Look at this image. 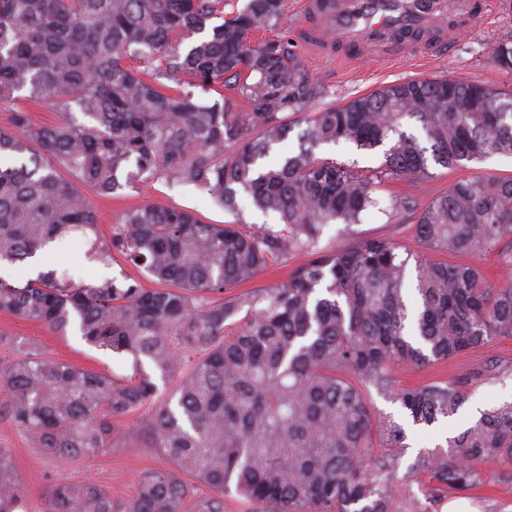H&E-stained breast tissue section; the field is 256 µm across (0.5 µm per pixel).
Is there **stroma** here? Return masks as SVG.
<instances>
[{"label":"stroma","mask_w":512,"mask_h":512,"mask_svg":"<svg viewBox=\"0 0 512 512\" xmlns=\"http://www.w3.org/2000/svg\"><path fill=\"white\" fill-rule=\"evenodd\" d=\"M490 2L488 13L479 20L472 33L457 37L446 56L418 47L405 55L380 60L370 52L354 57L343 51L321 50L300 41V55L306 60L313 77L326 88L325 96L317 103L318 108L340 106L382 86L414 78L447 76L462 81L500 84L503 77L490 62L488 47L498 37L512 31V8L504 6L502 0ZM431 173V178L413 183H386L377 193L379 209L364 216L351 231L344 233L338 225L328 226L322 239L323 246L342 250L362 237L388 236L408 252H420L423 246L415 236L414 223L389 215L392 198L409 192L423 206L463 178L511 176L512 157L496 155L458 168L435 165ZM89 200L98 213L99 234L104 238L111 236L114 225L118 224L124 212L146 203L185 208L207 223L221 224L233 219L232 214L213 202L205 191L192 185L169 184L162 180L121 191L115 197L93 193ZM85 251L86 246L81 242L63 241L44 252L42 265L74 271L87 282H96L107 276H128L139 280L143 287H153V280L136 268L119 260L108 266L90 262L85 258ZM0 332L18 341L37 345L52 358L95 372L116 376L132 373L129 359L87 344L73 327L61 335L40 324L0 312ZM394 378L400 387L432 382L456 383L466 393L457 414L447 421L430 429L407 428L404 447L395 451L397 473L402 476L420 451H431L445 445L447 439L466 430L470 425L468 414L472 408L486 411L512 402V339L496 341L451 360L421 368H400ZM0 448L9 451L14 458L29 512H40L45 497L61 482L92 480L108 490L113 499L129 500L136 493L143 471L167 465L163 452L155 448L153 439L144 432L133 437L118 436L111 448L91 460L64 464L39 449L29 447L24 435L10 421L0 419ZM485 473L484 485L466 492L452 490L444 498L432 494L426 476H418L409 483L396 510L448 512L449 503L457 501L466 504L471 512H512V459L499 458L489 462Z\"/></svg>","instance_id":"35a3bbf8"}]
</instances>
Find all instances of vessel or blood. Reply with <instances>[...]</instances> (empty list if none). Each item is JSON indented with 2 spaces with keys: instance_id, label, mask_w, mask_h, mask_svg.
Instances as JSON below:
<instances>
[{
  "instance_id": "b4317fda",
  "label": "vessel or blood",
  "mask_w": 512,
  "mask_h": 512,
  "mask_svg": "<svg viewBox=\"0 0 512 512\" xmlns=\"http://www.w3.org/2000/svg\"><path fill=\"white\" fill-rule=\"evenodd\" d=\"M406 11L395 17L388 0H307L310 11L320 16L322 34L336 44L354 49L370 35L389 36L395 23H403L419 31L423 41L432 43L439 53L451 46L446 34L447 16L457 20V31L470 33L481 13L474 0H401Z\"/></svg>"
}]
</instances>
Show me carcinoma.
<instances>
[{"instance_id":"carcinoma-1","label":"carcinoma","mask_w":512,"mask_h":512,"mask_svg":"<svg viewBox=\"0 0 512 512\" xmlns=\"http://www.w3.org/2000/svg\"><path fill=\"white\" fill-rule=\"evenodd\" d=\"M283 11L284 0H247L230 17L224 0H0V267L81 237L88 259L119 255L162 284L0 275L1 312L55 332L75 325L134 368L112 378L28 345L0 363V418L58 461L90 459L155 401V378L176 380L141 421L169 469L145 472L124 502L91 480L59 483L43 512H224L232 491L274 512H396L404 488L388 449L402 447L404 425L455 415L465 393L447 382L395 390L394 368L512 338L511 279L404 256L390 238L321 246L328 225L361 223L385 182L512 156V33L489 46L500 87L419 78L310 112L324 86L288 37L250 38L276 31ZM28 102L65 119L38 126ZM293 135L298 148L282 151ZM340 142L380 148L383 161L364 171L317 156ZM159 180L207 191L236 220L145 205L97 237L81 187L106 195ZM244 204L280 223L245 229ZM416 236L429 251L471 256L512 238V176L455 182L418 213ZM295 252L311 259L287 281L240 290ZM372 388L400 420L369 409ZM449 448L409 469L437 496L512 458V402ZM23 498L0 448V512Z\"/></svg>"}]
</instances>
